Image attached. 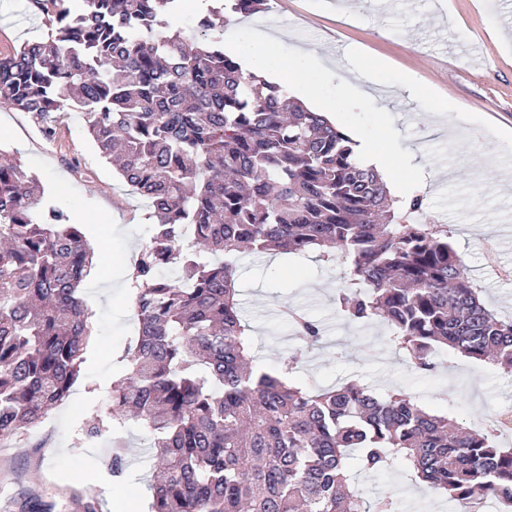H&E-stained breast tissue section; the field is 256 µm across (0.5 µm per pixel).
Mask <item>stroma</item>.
Masks as SVG:
<instances>
[{"label": "stroma", "instance_id": "obj_1", "mask_svg": "<svg viewBox=\"0 0 512 512\" xmlns=\"http://www.w3.org/2000/svg\"><path fill=\"white\" fill-rule=\"evenodd\" d=\"M348 9L340 16L332 0H269L270 14L294 32L269 46V65L277 66L298 39L333 44L342 71L329 73L314 58L306 82L335 103L333 121L350 137L378 148L399 133L394 179L422 195L423 212L448 225L484 302L512 318V247L499 235L512 227V192L478 183L482 153L512 170V39L497 35L499 27L512 29V0H348ZM44 32L28 0H0V54ZM347 71L356 76L349 101L340 94ZM0 153L38 178L47 204L63 210L89 244L105 242L101 276L110 284L105 292L83 287L93 341L69 398L20 442L0 444V512H17V502L31 497L64 503L76 489L112 512H147L151 454L140 428L126 432L129 466L119 478L110 467L111 440L85 441L81 429L107 410L138 334L133 291L122 273L150 238L148 203L121 183L77 113L49 131L28 113L0 108ZM340 275L311 253L241 257L237 300L261 365L276 367L298 344L282 313L289 307L324 328L320 346L294 375L299 384L331 388L356 380L381 393L401 388L469 425L486 411L512 406V377L493 366L442 351L434 373L423 375L391 346L386 325L345 320L334 302ZM358 482L366 502L390 496L394 512L454 510L399 465Z\"/></svg>", "mask_w": 512, "mask_h": 512}]
</instances>
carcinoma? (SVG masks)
Here are the masks:
<instances>
[{"instance_id": "carcinoma-1", "label": "carcinoma", "mask_w": 512, "mask_h": 512, "mask_svg": "<svg viewBox=\"0 0 512 512\" xmlns=\"http://www.w3.org/2000/svg\"><path fill=\"white\" fill-rule=\"evenodd\" d=\"M30 3L46 32L0 54V108L50 131L78 112L155 218L133 271L127 372L82 428L88 441L112 431L115 476L129 422L161 449L148 512H394L388 497L366 504L355 478L398 462L461 512L512 499V448L494 430L401 390L296 385L318 322L286 309L300 344L257 369L236 258L315 252L344 267L334 301L347 320L386 323L417 372L436 368L439 345L512 376V320L480 299L448 225L415 221L422 197L391 196L348 135L224 53L226 14L249 17L266 0H225L167 33L182 0ZM91 255L38 179L0 161V440L36 428L80 377Z\"/></svg>"}]
</instances>
